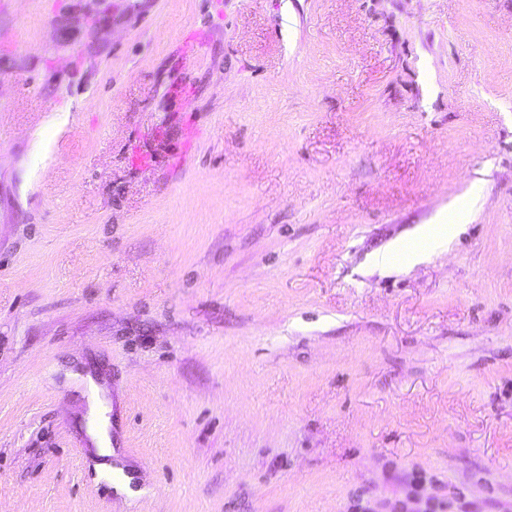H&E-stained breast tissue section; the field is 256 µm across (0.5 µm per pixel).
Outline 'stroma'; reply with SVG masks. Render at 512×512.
Returning <instances> with one entry per match:
<instances>
[{
    "label": "stroma",
    "mask_w": 512,
    "mask_h": 512,
    "mask_svg": "<svg viewBox=\"0 0 512 512\" xmlns=\"http://www.w3.org/2000/svg\"><path fill=\"white\" fill-rule=\"evenodd\" d=\"M458 495L512 512V0H0V512ZM88 429L87 434L91 442L97 447L99 453L103 449L108 450V454H112L111 441L108 435V418L106 416L107 409L101 404L88 397Z\"/></svg>",
    "instance_id": "obj_1"
}]
</instances>
